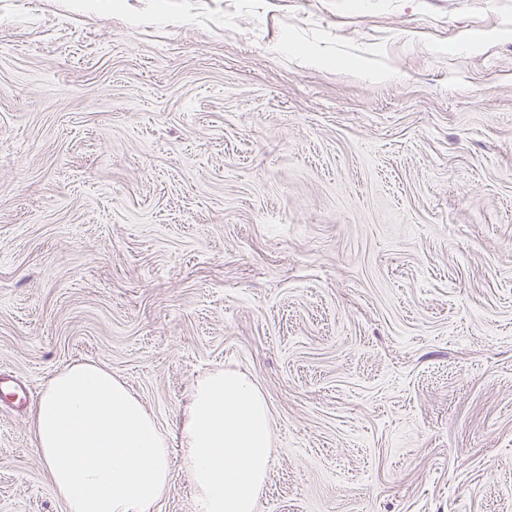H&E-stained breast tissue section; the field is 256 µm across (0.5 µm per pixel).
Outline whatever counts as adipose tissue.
<instances>
[{"label": "adipose tissue", "instance_id": "1", "mask_svg": "<svg viewBox=\"0 0 512 512\" xmlns=\"http://www.w3.org/2000/svg\"><path fill=\"white\" fill-rule=\"evenodd\" d=\"M39 458L67 512H153L180 454L198 512H258L272 450V417L260 388L218 369L198 379L178 441L111 372L75 363L55 375L33 410Z\"/></svg>", "mask_w": 512, "mask_h": 512}]
</instances>
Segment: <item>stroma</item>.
<instances>
[{"label":"stroma","instance_id":"stroma-1","mask_svg":"<svg viewBox=\"0 0 512 512\" xmlns=\"http://www.w3.org/2000/svg\"><path fill=\"white\" fill-rule=\"evenodd\" d=\"M86 361L246 374L258 512H512V0H0V512Z\"/></svg>","mask_w":512,"mask_h":512}]
</instances>
